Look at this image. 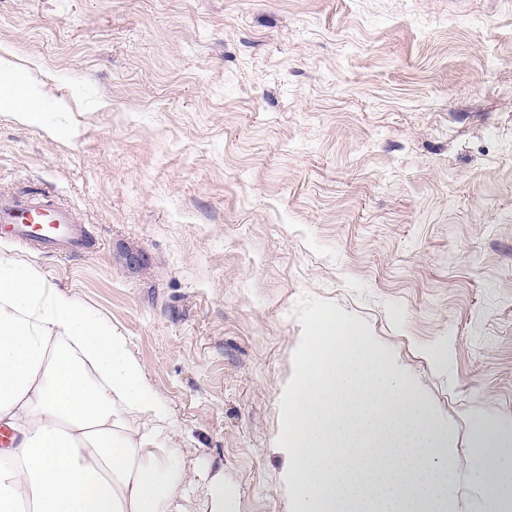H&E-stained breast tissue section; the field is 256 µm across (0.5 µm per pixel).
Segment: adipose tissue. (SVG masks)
<instances>
[{"mask_svg": "<svg viewBox=\"0 0 512 512\" xmlns=\"http://www.w3.org/2000/svg\"><path fill=\"white\" fill-rule=\"evenodd\" d=\"M277 441L299 512H442L460 477L424 394L364 327L328 313ZM128 336L38 268L0 257V512H184L195 489ZM474 472L512 512V420L478 418Z\"/></svg>", "mask_w": 512, "mask_h": 512, "instance_id": "obj_1", "label": "adipose tissue"}]
</instances>
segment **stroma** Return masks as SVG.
Segmentation results:
<instances>
[{"label": "stroma", "mask_w": 512, "mask_h": 512, "mask_svg": "<svg viewBox=\"0 0 512 512\" xmlns=\"http://www.w3.org/2000/svg\"><path fill=\"white\" fill-rule=\"evenodd\" d=\"M41 188L91 248L0 256L120 327L231 512H289L282 397L329 311L463 472L512 419V0H0V192Z\"/></svg>", "instance_id": "35a3bbf8"}]
</instances>
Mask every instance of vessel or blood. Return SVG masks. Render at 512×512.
<instances>
[{"label":"vessel or blood","mask_w":512,"mask_h":512,"mask_svg":"<svg viewBox=\"0 0 512 512\" xmlns=\"http://www.w3.org/2000/svg\"><path fill=\"white\" fill-rule=\"evenodd\" d=\"M0 235L43 252L74 255L87 249L75 211L47 189L0 193Z\"/></svg>","instance_id":"1"}]
</instances>
